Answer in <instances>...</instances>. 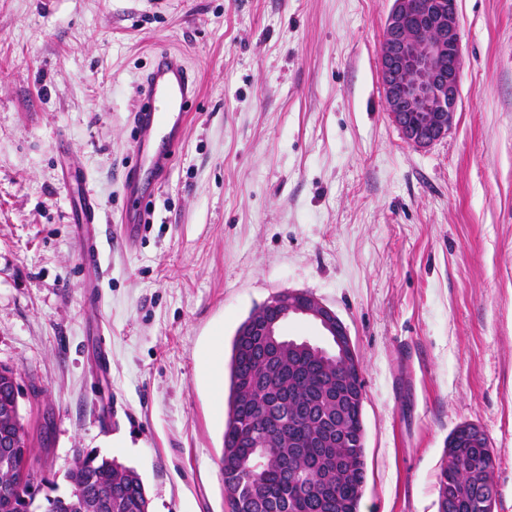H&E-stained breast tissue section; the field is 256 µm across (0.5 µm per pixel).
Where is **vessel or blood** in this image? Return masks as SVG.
I'll list each match as a JSON object with an SVG mask.
<instances>
[{
  "mask_svg": "<svg viewBox=\"0 0 512 512\" xmlns=\"http://www.w3.org/2000/svg\"><path fill=\"white\" fill-rule=\"evenodd\" d=\"M198 89L181 55L163 52L141 83V93L130 122L136 132L133 165L123 177L126 207L120 224L126 245H133L147 222V205L171 167L181 144L189 116V104ZM99 205L90 193H82L73 216L87 231L79 242L81 263L92 271L102 268V251L94 230Z\"/></svg>",
  "mask_w": 512,
  "mask_h": 512,
  "instance_id": "obj_1",
  "label": "vessel or blood"
}]
</instances>
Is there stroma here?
Listing matches in <instances>:
<instances>
[{"mask_svg":"<svg viewBox=\"0 0 512 512\" xmlns=\"http://www.w3.org/2000/svg\"><path fill=\"white\" fill-rule=\"evenodd\" d=\"M391 6L0 0V364L39 476L93 449L138 473L149 512H228L213 387L252 310L298 289L360 356L359 512H438L464 423L496 456L494 512H512V0H458L460 101L426 148L384 102ZM163 51L198 100L130 248L129 116ZM76 172L101 211L97 308L61 188Z\"/></svg>","mask_w":512,"mask_h":512,"instance_id":"1","label":"stroma"}]
</instances>
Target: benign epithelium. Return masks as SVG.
<instances>
[{"label": "benign epithelium", "mask_w": 512, "mask_h": 512, "mask_svg": "<svg viewBox=\"0 0 512 512\" xmlns=\"http://www.w3.org/2000/svg\"><path fill=\"white\" fill-rule=\"evenodd\" d=\"M462 38L457 0H393L385 22L379 55L383 96L387 111L403 138L426 148L448 134L460 100ZM274 316L255 323L263 326L265 349H279L280 328L291 317L316 323L334 348L344 374L339 386L327 388L315 408L299 406L319 427L313 446L336 447L339 428L347 419H360L363 388L350 377L359 373L357 356L344 323L327 305L303 290H288L269 302ZM288 395L264 403L272 419L283 423Z\"/></svg>", "instance_id": "obj_1"}]
</instances>
